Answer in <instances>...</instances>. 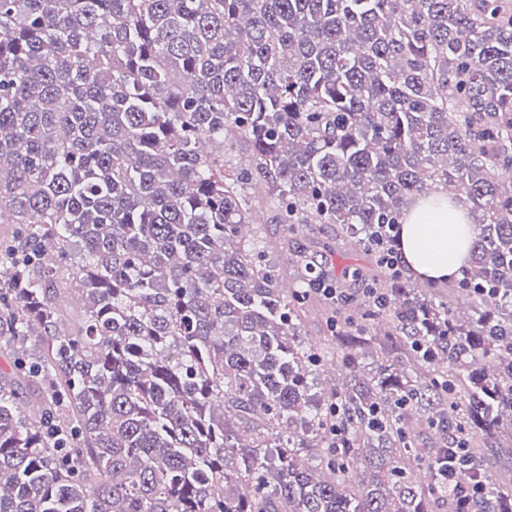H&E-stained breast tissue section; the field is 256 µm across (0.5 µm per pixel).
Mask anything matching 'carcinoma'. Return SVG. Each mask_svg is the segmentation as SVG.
I'll return each instance as SVG.
<instances>
[{
    "mask_svg": "<svg viewBox=\"0 0 512 512\" xmlns=\"http://www.w3.org/2000/svg\"><path fill=\"white\" fill-rule=\"evenodd\" d=\"M509 171L512 0H0V512H457L414 472L458 448L512 512ZM432 184L471 316L392 277L306 344L255 202L363 247ZM483 464L489 471L496 472L503 479H508L512 472L511 450L494 448L485 454Z\"/></svg>",
    "mask_w": 512,
    "mask_h": 512,
    "instance_id": "carcinoma-1",
    "label": "carcinoma"
}]
</instances>
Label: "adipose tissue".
Instances as JSON below:
<instances>
[{
	"label": "adipose tissue",
	"instance_id": "1",
	"mask_svg": "<svg viewBox=\"0 0 512 512\" xmlns=\"http://www.w3.org/2000/svg\"><path fill=\"white\" fill-rule=\"evenodd\" d=\"M476 233V219L467 206L444 191H430L416 197L403 215L400 261L427 279L460 276Z\"/></svg>",
	"mask_w": 512,
	"mask_h": 512
}]
</instances>
